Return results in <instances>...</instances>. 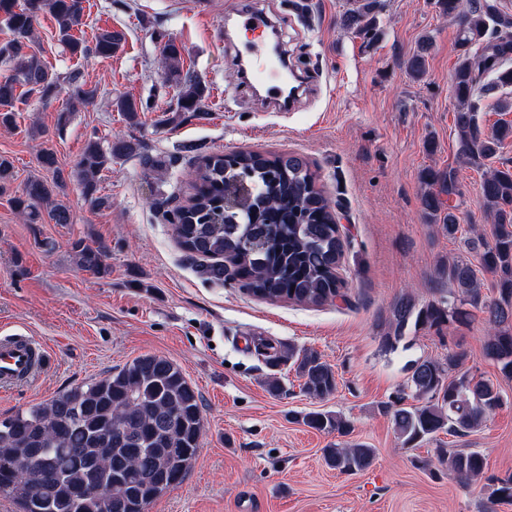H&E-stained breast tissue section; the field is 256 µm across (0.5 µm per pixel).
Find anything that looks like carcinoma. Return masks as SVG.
<instances>
[{
  "label": "carcinoma",
  "instance_id": "1",
  "mask_svg": "<svg viewBox=\"0 0 512 512\" xmlns=\"http://www.w3.org/2000/svg\"><path fill=\"white\" fill-rule=\"evenodd\" d=\"M443 14L458 23L460 55L451 79L455 100L457 155L478 164L498 155L512 139V123H501L486 133L478 122L477 102L512 86V60L502 58L497 44L501 29L512 26V15L497 0H437ZM380 0H349L343 13L345 29L369 41L379 32L375 14ZM83 0H0V20L12 38L0 45V60L11 74L0 79V125H13L16 103L37 94L48 100L58 78L32 49L35 24L43 13L55 20L61 41L73 56L108 59L125 41L110 28L98 32L92 43L74 35L82 25ZM429 40L406 61L409 74L426 73ZM181 49L172 41L162 48L163 75L176 88V106L167 123L176 124L187 112L201 116L209 92L205 82L181 68ZM72 97L83 104L94 101L96 89L79 76H70ZM117 109L127 121L138 123L139 107L120 96ZM136 150V144L118 139L104 147L94 136L69 173L58 165L56 152L43 147L40 167L53 174L48 181L29 178L11 199L15 211L31 223L38 206H50L56 224L72 223V213L57 196L75 181L84 199L94 207L106 204L98 195L99 173L112 159ZM187 205L166 210L181 247L202 257V273L221 282H234L247 293L267 300H288L313 306L347 300L341 276L348 240L341 233L338 211L319 185L316 171L298 153L277 155L240 150L227 155L198 156L192 170ZM421 205L430 224L441 225L450 238L460 229L454 197L461 193L457 170L428 167L419 174ZM480 207L493 224L492 238L472 233L463 237L464 255L436 268L451 288L448 297L426 304L401 297L391 310L390 332L383 338L395 347L410 328H442L468 321L467 307L486 314L489 334L484 354L512 378V165L485 175L480 185ZM76 264L99 276L110 273L108 251L83 238L70 244ZM491 277L495 296L482 295L478 272ZM281 359L292 363L301 390L324 400L337 389L329 364L310 349L288 348ZM461 356L444 361L419 359L407 368L406 389L380 405L392 418L403 443L415 447L441 431L460 436L482 426L501 405L494 385L458 371ZM301 422L316 431L347 436L352 425L328 410L309 411ZM204 427L199 396L182 370L158 355L140 356L112 375L71 388L51 400L0 419V497L11 498L19 512H147V507L181 484L198 456ZM440 464L462 483L479 477L484 457L476 452L448 454L436 449ZM327 465L343 473L368 468L374 449L363 443L323 449Z\"/></svg>",
  "mask_w": 512,
  "mask_h": 512
}]
</instances>
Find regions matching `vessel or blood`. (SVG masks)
<instances>
[{
    "label": "vessel or blood",
    "mask_w": 512,
    "mask_h": 512,
    "mask_svg": "<svg viewBox=\"0 0 512 512\" xmlns=\"http://www.w3.org/2000/svg\"><path fill=\"white\" fill-rule=\"evenodd\" d=\"M241 26L252 34L247 45L252 83L269 94H282L283 72L269 54L265 40L268 19L246 12L241 16ZM46 363L47 351L36 338L18 332L0 336V387L11 388L31 382L44 370Z\"/></svg>",
    "instance_id": "vessel-or-blood-1"
}]
</instances>
